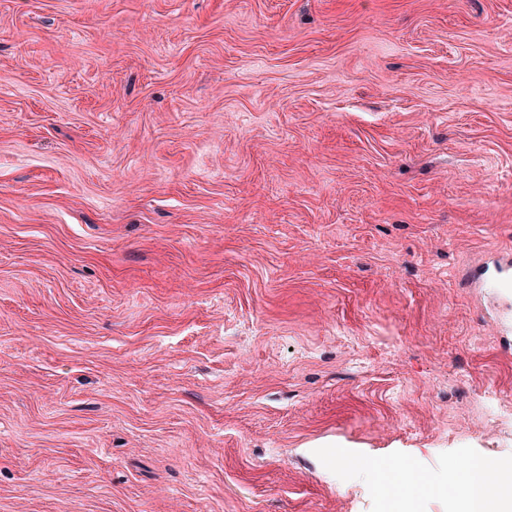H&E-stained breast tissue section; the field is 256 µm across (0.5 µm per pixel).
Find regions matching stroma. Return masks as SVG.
Instances as JSON below:
<instances>
[{
  "label": "stroma",
  "instance_id": "1",
  "mask_svg": "<svg viewBox=\"0 0 512 512\" xmlns=\"http://www.w3.org/2000/svg\"><path fill=\"white\" fill-rule=\"evenodd\" d=\"M508 254L512 0H0V512L512 465ZM387 479L405 482L414 486L419 485L414 467L409 463L400 462L397 459H392L390 462L386 463L380 471L379 481H381V485Z\"/></svg>",
  "mask_w": 512,
  "mask_h": 512
}]
</instances>
